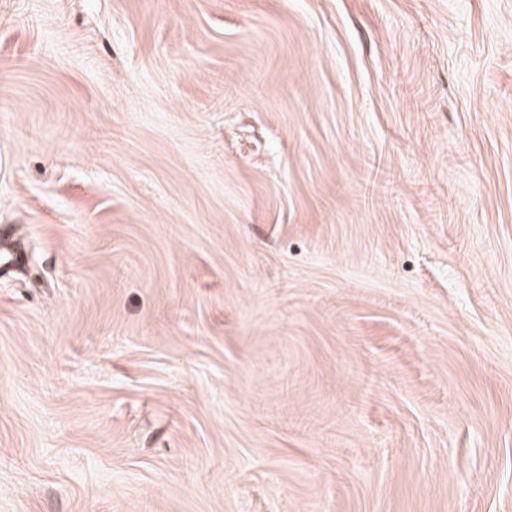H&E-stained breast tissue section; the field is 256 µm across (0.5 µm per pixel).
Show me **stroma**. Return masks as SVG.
Returning <instances> with one entry per match:
<instances>
[{"instance_id": "35a3bbf8", "label": "stroma", "mask_w": 512, "mask_h": 512, "mask_svg": "<svg viewBox=\"0 0 512 512\" xmlns=\"http://www.w3.org/2000/svg\"><path fill=\"white\" fill-rule=\"evenodd\" d=\"M0 512H512V0H0Z\"/></svg>"}]
</instances>
